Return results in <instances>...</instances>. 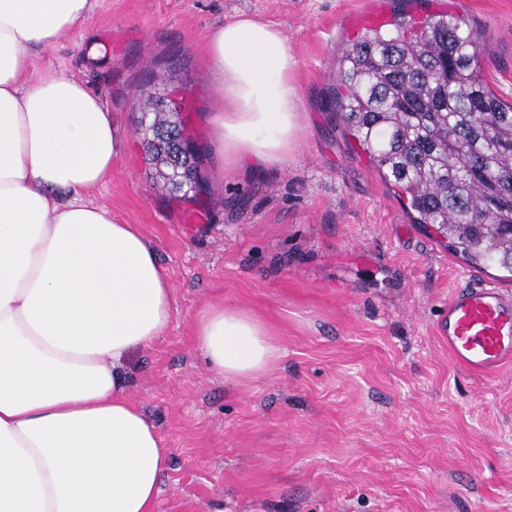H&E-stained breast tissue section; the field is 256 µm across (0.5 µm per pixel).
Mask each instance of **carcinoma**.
Returning a JSON list of instances; mask_svg holds the SVG:
<instances>
[{
	"label": "carcinoma",
	"instance_id": "cac0c4a2",
	"mask_svg": "<svg viewBox=\"0 0 512 512\" xmlns=\"http://www.w3.org/2000/svg\"><path fill=\"white\" fill-rule=\"evenodd\" d=\"M393 28L341 48L329 109L402 191L411 223L512 279V102L481 76L483 31L451 14L413 31L404 7ZM162 99L154 91L142 103L144 148L149 161H165L170 192L196 189L202 150L167 118Z\"/></svg>",
	"mask_w": 512,
	"mask_h": 512
}]
</instances>
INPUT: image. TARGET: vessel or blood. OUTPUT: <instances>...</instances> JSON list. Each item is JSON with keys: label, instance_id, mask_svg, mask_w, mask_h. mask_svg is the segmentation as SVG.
<instances>
[{"label": "vessel or blood", "instance_id": "obj_1", "mask_svg": "<svg viewBox=\"0 0 512 512\" xmlns=\"http://www.w3.org/2000/svg\"><path fill=\"white\" fill-rule=\"evenodd\" d=\"M455 363L488 374L512 359V296L491 285L459 287L440 324Z\"/></svg>", "mask_w": 512, "mask_h": 512}]
</instances>
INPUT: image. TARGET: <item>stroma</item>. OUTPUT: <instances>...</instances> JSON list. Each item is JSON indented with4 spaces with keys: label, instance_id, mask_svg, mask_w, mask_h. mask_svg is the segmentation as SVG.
I'll return each instance as SVG.
<instances>
[{
    "label": "stroma",
    "instance_id": "1",
    "mask_svg": "<svg viewBox=\"0 0 512 512\" xmlns=\"http://www.w3.org/2000/svg\"><path fill=\"white\" fill-rule=\"evenodd\" d=\"M392 0H93L84 24L36 52L83 80L120 139L89 194L137 225L166 268L172 315L121 369L127 396L169 451L155 512H512V363L492 378L456 366L439 333L466 283L512 295L411 223L325 106L338 51ZM485 32L481 75L512 101V0H437ZM248 13L276 25L296 61L298 143L284 165H230L207 33ZM103 46L99 59L87 44ZM177 74L178 118L202 147L192 200L170 197L136 131L147 75ZM252 313L281 347L237 385L195 338L207 306Z\"/></svg>",
    "mask_w": 512,
    "mask_h": 512
}]
</instances>
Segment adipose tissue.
Listing matches in <instances>:
<instances>
[{"label": "adipose tissue", "mask_w": 512, "mask_h": 512, "mask_svg": "<svg viewBox=\"0 0 512 512\" xmlns=\"http://www.w3.org/2000/svg\"><path fill=\"white\" fill-rule=\"evenodd\" d=\"M92 0H0V512H154L168 451L127 397L124 359L172 309L136 225L87 200L120 151L112 116L74 76L36 73ZM233 163L287 158L299 132L280 30L240 16L206 36ZM209 369L243 383L281 348L264 322L213 306L195 324Z\"/></svg>", "instance_id": "ef3b65f1"}]
</instances>
